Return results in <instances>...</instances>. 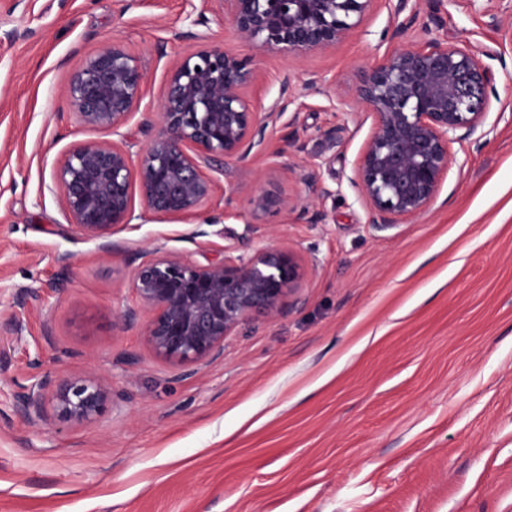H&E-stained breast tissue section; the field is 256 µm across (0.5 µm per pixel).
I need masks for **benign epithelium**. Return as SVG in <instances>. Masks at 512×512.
<instances>
[{"mask_svg": "<svg viewBox=\"0 0 512 512\" xmlns=\"http://www.w3.org/2000/svg\"><path fill=\"white\" fill-rule=\"evenodd\" d=\"M238 36L261 52L304 56L336 47L355 34L379 0H211ZM198 49L173 63L158 113L160 128L134 152L127 141L72 144L53 171L70 225L104 237L142 212L159 219L197 214L219 191L218 175L265 152V132L291 103L289 77L278 98L258 110L245 89L260 76L255 59L226 50L213 34H193ZM467 43L434 39L401 45L338 99L343 111L363 105L370 134L350 186L367 223L393 227L427 213L448 174V143L484 127L499 100L491 69ZM81 124L117 134L145 96L137 59L114 43L87 57L65 87ZM255 208H293L287 198L260 194ZM134 273L132 291L147 318L144 336L159 357L190 366L224 353V339L253 315L277 319L286 298L303 287L301 254L267 244L235 257L194 261L153 250ZM109 392L94 377H74L51 391L57 419L90 423Z\"/></svg>", "mask_w": 512, "mask_h": 512, "instance_id": "7a95c632", "label": "benign epithelium"}]
</instances>
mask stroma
<instances>
[{"mask_svg": "<svg viewBox=\"0 0 512 512\" xmlns=\"http://www.w3.org/2000/svg\"><path fill=\"white\" fill-rule=\"evenodd\" d=\"M444 8L431 28L419 0L405 43L491 51L499 99L480 143H450L431 210L381 229L348 182L371 123L336 98L393 48L384 0L335 50L302 57L254 53L209 0H0V512H512V0ZM199 18L256 54L252 101L269 105L287 76L292 102L265 155L227 170L231 201L136 218L102 253L70 227L52 172L74 142L112 135L83 126L64 89L121 43L146 76L123 132L147 144ZM263 191L294 209L255 211ZM212 214L220 225L191 237ZM269 242L303 257L283 315L248 320L189 367L152 352L131 284L155 247L201 262ZM76 376L109 391L91 423L58 421L45 396L36 411L18 401Z\"/></svg>", "mask_w": 512, "mask_h": 512, "instance_id": "1", "label": "stroma"}]
</instances>
